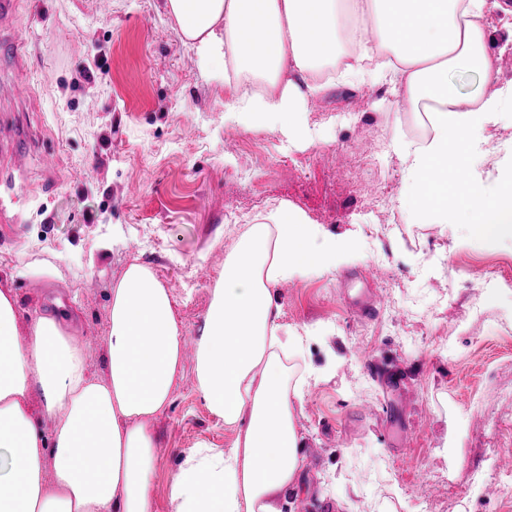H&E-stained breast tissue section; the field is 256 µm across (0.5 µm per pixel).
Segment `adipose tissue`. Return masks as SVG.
Wrapping results in <instances>:
<instances>
[{"label": "adipose tissue", "instance_id": "1", "mask_svg": "<svg viewBox=\"0 0 512 512\" xmlns=\"http://www.w3.org/2000/svg\"><path fill=\"white\" fill-rule=\"evenodd\" d=\"M487 0H165L197 63L224 81L225 111L246 128L302 138L293 122L322 88L321 68L343 80L383 75L423 104L431 134L396 140L407 162L409 215L439 223L471 216L469 242L512 241V175L489 180L464 164L500 115L499 55ZM483 86L460 93L452 71ZM462 178L449 184V169ZM348 241L319 233L282 205L251 225L225 261L195 338L192 378L214 416L236 428L232 447L185 451L172 512H278L297 490L302 459L282 355L300 338L279 324L273 286L306 268L333 269ZM70 313L21 322L0 289V512H152L157 460L152 423L183 375L182 329L167 288L132 262L111 289L105 376H91ZM56 418L50 433L34 415Z\"/></svg>", "mask_w": 512, "mask_h": 512}]
</instances>
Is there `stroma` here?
Returning <instances> with one entry per match:
<instances>
[{
  "mask_svg": "<svg viewBox=\"0 0 512 512\" xmlns=\"http://www.w3.org/2000/svg\"><path fill=\"white\" fill-rule=\"evenodd\" d=\"M0 42L24 46L22 60L0 56V84L33 88L0 99L18 130L0 142V181L22 187L17 223H0V289L22 319L75 311L69 332L103 376L111 288L130 262L153 269L195 336L247 225L288 205L347 239L351 257L274 290L281 324L303 338L286 359L304 385L301 485L280 512H512V245L461 247L467 224L411 223L393 141L423 140L427 113L396 112L387 82L331 84L300 114L306 139L244 130L164 0H17ZM484 136L471 165L493 177L512 152V105ZM369 292L378 311L364 319L354 302ZM193 369L186 357L154 423V512H170L185 450L236 437L195 393Z\"/></svg>",
  "mask_w": 512,
  "mask_h": 512,
  "instance_id": "35a3bbf8",
  "label": "stroma"
}]
</instances>
